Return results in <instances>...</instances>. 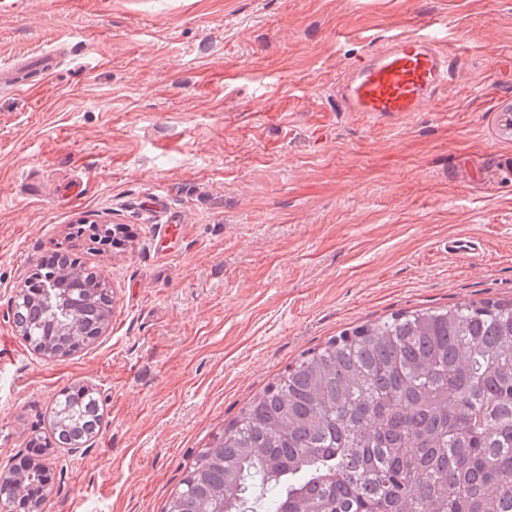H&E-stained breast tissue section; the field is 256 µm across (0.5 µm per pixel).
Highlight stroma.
Segmentation results:
<instances>
[{"mask_svg": "<svg viewBox=\"0 0 512 512\" xmlns=\"http://www.w3.org/2000/svg\"><path fill=\"white\" fill-rule=\"evenodd\" d=\"M431 24L454 72L422 111L340 109L346 65ZM48 50L52 74L0 87V473L64 388L104 419L85 452L49 449L42 512H162L193 449L304 351L512 299V0H0V65ZM82 219L130 237L93 249ZM460 236L479 251L450 254ZM61 246L112 317L48 357L10 297Z\"/></svg>", "mask_w": 512, "mask_h": 512, "instance_id": "1", "label": "stroma"}]
</instances>
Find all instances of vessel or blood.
I'll use <instances>...</instances> for the list:
<instances>
[{
	"label": "vessel or blood",
	"mask_w": 512,
	"mask_h": 512,
	"mask_svg": "<svg viewBox=\"0 0 512 512\" xmlns=\"http://www.w3.org/2000/svg\"><path fill=\"white\" fill-rule=\"evenodd\" d=\"M440 30L393 39L385 48L350 63L339 86V96L348 111L411 113L421 111L425 101L447 83L452 50L443 48ZM56 56L39 51L25 60L26 70L49 75Z\"/></svg>",
	"instance_id": "obj_1"
}]
</instances>
